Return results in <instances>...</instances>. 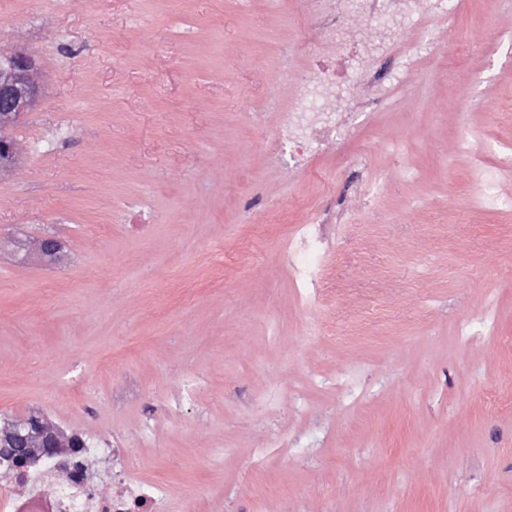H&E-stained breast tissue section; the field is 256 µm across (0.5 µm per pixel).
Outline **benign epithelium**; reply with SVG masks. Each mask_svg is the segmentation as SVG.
Masks as SVG:
<instances>
[{
    "mask_svg": "<svg viewBox=\"0 0 512 512\" xmlns=\"http://www.w3.org/2000/svg\"><path fill=\"white\" fill-rule=\"evenodd\" d=\"M0 50L11 56V64L0 70V181L13 176L28 151V145L13 135L22 116L33 110L42 95V67L36 56L15 42ZM30 254L60 259L61 245L52 238H39L28 246ZM76 430L67 431L44 414H33L0 425V442L10 448L14 459L26 469L47 460H62L79 451Z\"/></svg>",
    "mask_w": 512,
    "mask_h": 512,
    "instance_id": "1",
    "label": "benign epithelium"
}]
</instances>
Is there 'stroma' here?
I'll return each mask as SVG.
<instances>
[{"instance_id": "stroma-1", "label": "stroma", "mask_w": 512, "mask_h": 512, "mask_svg": "<svg viewBox=\"0 0 512 512\" xmlns=\"http://www.w3.org/2000/svg\"><path fill=\"white\" fill-rule=\"evenodd\" d=\"M0 33L44 84L0 183V423L78 430L98 491L129 459L152 512H512V206L471 205L480 167L512 197V9L405 20L305 168L269 158L336 55L304 0H0ZM324 215L303 301L282 252Z\"/></svg>"}]
</instances>
